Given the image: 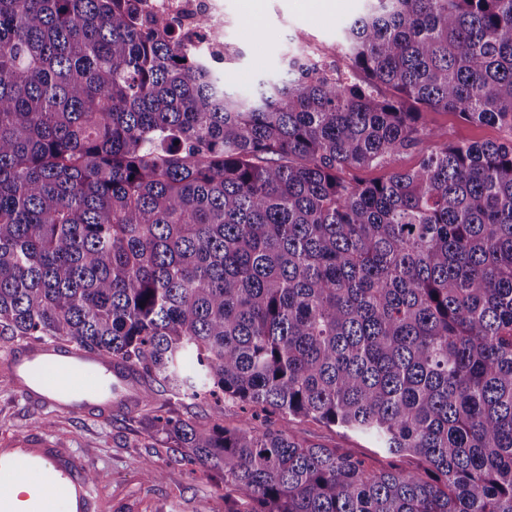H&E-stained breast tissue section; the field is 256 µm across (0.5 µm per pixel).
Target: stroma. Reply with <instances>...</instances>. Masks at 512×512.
Listing matches in <instances>:
<instances>
[{
	"mask_svg": "<svg viewBox=\"0 0 512 512\" xmlns=\"http://www.w3.org/2000/svg\"><path fill=\"white\" fill-rule=\"evenodd\" d=\"M215 2L224 13V57L214 69L225 89L235 94L252 92L261 78L283 72L289 58L339 59L340 30L364 4L335 0V7L319 9L311 0H258L250 10L244 0ZM425 121L439 143L512 138L500 125L470 123L451 112H427ZM125 416L119 408L106 421L37 410L0 388V438L46 434L83 455L89 469L104 474L96 488L94 512H224L222 483L199 466L171 461L160 437L142 425H128ZM288 426L296 437L347 449L370 467L388 463L371 438L304 419ZM142 457L163 469L162 480H154L139 466Z\"/></svg>",
	"mask_w": 512,
	"mask_h": 512,
	"instance_id": "35a3bbf8",
	"label": "stroma"
}]
</instances>
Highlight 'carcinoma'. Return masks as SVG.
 Segmentation results:
<instances>
[{
	"instance_id": "obj_1",
	"label": "carcinoma",
	"mask_w": 512,
	"mask_h": 512,
	"mask_svg": "<svg viewBox=\"0 0 512 512\" xmlns=\"http://www.w3.org/2000/svg\"><path fill=\"white\" fill-rule=\"evenodd\" d=\"M340 49L243 98L137 0H0V339L128 366L224 512H512V140L343 177L428 109L512 129V0H366ZM422 152V146L402 150L392 155L382 166L362 170H349L344 173V177L347 179L355 177L366 182L382 180L389 177L392 173L415 169L420 162ZM289 429L296 437L307 442L345 448L364 459L372 468L384 467L390 460L371 438L362 435L343 433L337 428L304 419H294L290 422Z\"/></svg>"
}]
</instances>
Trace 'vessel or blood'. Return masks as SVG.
<instances>
[{"mask_svg":"<svg viewBox=\"0 0 512 512\" xmlns=\"http://www.w3.org/2000/svg\"><path fill=\"white\" fill-rule=\"evenodd\" d=\"M12 391L30 407L92 416L113 400L134 403L138 386L120 363L75 345L37 339L0 354ZM30 478L37 494L14 488ZM93 489L82 457L48 436L18 434L0 442V512H92Z\"/></svg>","mask_w":512,"mask_h":512,"instance_id":"1","label":"vessel or blood"}]
</instances>
